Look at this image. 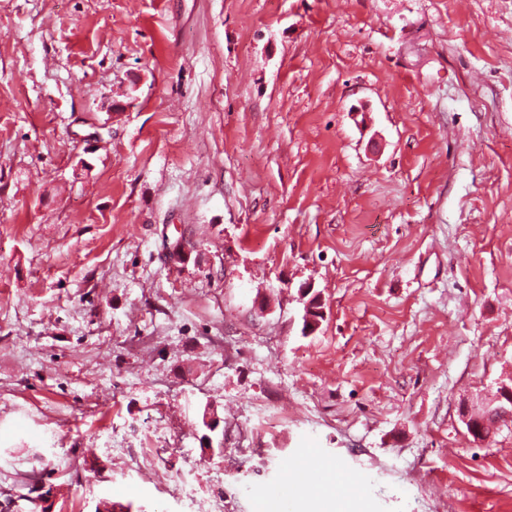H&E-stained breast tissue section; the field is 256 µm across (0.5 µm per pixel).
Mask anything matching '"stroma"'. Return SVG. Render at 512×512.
Listing matches in <instances>:
<instances>
[{
  "instance_id": "obj_1",
  "label": "stroma",
  "mask_w": 512,
  "mask_h": 512,
  "mask_svg": "<svg viewBox=\"0 0 512 512\" xmlns=\"http://www.w3.org/2000/svg\"><path fill=\"white\" fill-rule=\"evenodd\" d=\"M507 379L512 0H0V512H512ZM482 413H472L468 406L463 405L460 410L461 419L466 427L467 433L474 441H485L497 428V423H488V416H482Z\"/></svg>"
}]
</instances>
